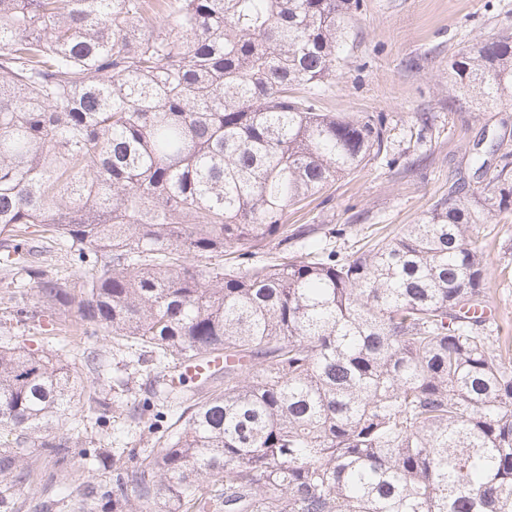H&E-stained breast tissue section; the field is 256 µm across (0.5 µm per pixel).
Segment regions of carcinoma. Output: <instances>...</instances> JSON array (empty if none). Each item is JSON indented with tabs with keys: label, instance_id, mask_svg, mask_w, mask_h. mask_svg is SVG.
Segmentation results:
<instances>
[{
	"label": "carcinoma",
	"instance_id": "carcinoma-1",
	"mask_svg": "<svg viewBox=\"0 0 512 512\" xmlns=\"http://www.w3.org/2000/svg\"><path fill=\"white\" fill-rule=\"evenodd\" d=\"M358 5L0 0L6 287L76 304L139 361L224 355L190 394L153 380L134 408L150 447L131 466L86 450L111 472L71 512H512V358L476 232L512 207L509 153L483 195L453 191L355 256L290 249L307 230L288 209L384 148L383 116L319 109ZM448 86L478 110L511 102L512 34L460 49ZM33 236L77 257V283ZM264 248L271 263L243 267ZM79 387L57 353L0 336V512L77 445ZM111 407L90 398L100 425Z\"/></svg>",
	"mask_w": 512,
	"mask_h": 512
}]
</instances>
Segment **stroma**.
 <instances>
[{
    "mask_svg": "<svg viewBox=\"0 0 512 512\" xmlns=\"http://www.w3.org/2000/svg\"><path fill=\"white\" fill-rule=\"evenodd\" d=\"M347 26L345 65L327 84L321 109L350 117L384 115L385 147L337 179L321 198L288 213L289 223L311 225L316 239L343 257L415 223L457 184L480 191L484 182L474 164L476 153L487 154L495 165L500 153L512 152V102L481 112L457 101L448 89L451 56L468 43L512 31V0H360ZM494 143L500 146L496 155L490 151ZM477 231L493 267L498 334L512 347V209L485 214ZM75 315L71 305L47 310L40 320L14 331L31 350L64 348L67 363L79 375L84 399L72 410L65 433L105 448L146 447L129 408L145 398L153 371L132 367L130 348H113L102 329L63 340L58 329ZM99 351L107 365L97 377L86 361ZM101 379L130 386L112 406L105 434L88 403ZM88 478L86 462L76 454L66 477L26 487L23 497L35 503L57 500Z\"/></svg>",
    "mask_w": 512,
    "mask_h": 512,
    "instance_id": "obj_1",
    "label": "stroma"
}]
</instances>
